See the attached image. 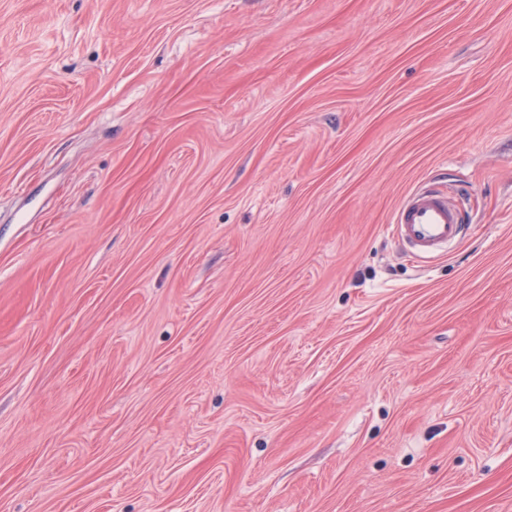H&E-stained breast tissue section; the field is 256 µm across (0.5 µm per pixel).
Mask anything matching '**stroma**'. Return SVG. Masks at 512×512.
<instances>
[{
  "label": "stroma",
  "mask_w": 512,
  "mask_h": 512,
  "mask_svg": "<svg viewBox=\"0 0 512 512\" xmlns=\"http://www.w3.org/2000/svg\"><path fill=\"white\" fill-rule=\"evenodd\" d=\"M0 512H512V0H0ZM454 197L431 186L410 193L395 211L391 232L414 257L446 255L469 228Z\"/></svg>",
  "instance_id": "obj_1"
}]
</instances>
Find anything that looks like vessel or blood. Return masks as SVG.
I'll return each instance as SVG.
<instances>
[{
    "instance_id": "1",
    "label": "vessel or blood",
    "mask_w": 512,
    "mask_h": 512,
    "mask_svg": "<svg viewBox=\"0 0 512 512\" xmlns=\"http://www.w3.org/2000/svg\"><path fill=\"white\" fill-rule=\"evenodd\" d=\"M468 230L467 218L452 195L430 186L410 193L397 208L391 232L414 257L447 254Z\"/></svg>"
}]
</instances>
